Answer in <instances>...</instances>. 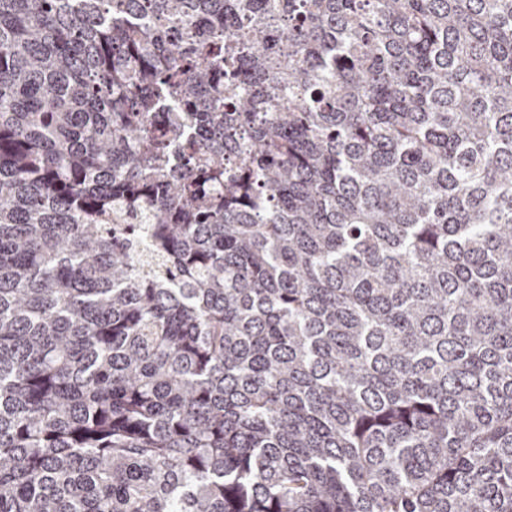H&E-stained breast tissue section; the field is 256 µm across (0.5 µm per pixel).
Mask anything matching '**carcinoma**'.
Listing matches in <instances>:
<instances>
[{"label": "carcinoma", "instance_id": "cac0c4a2", "mask_svg": "<svg viewBox=\"0 0 512 512\" xmlns=\"http://www.w3.org/2000/svg\"><path fill=\"white\" fill-rule=\"evenodd\" d=\"M0 512H512V0H0Z\"/></svg>", "mask_w": 512, "mask_h": 512}]
</instances>
